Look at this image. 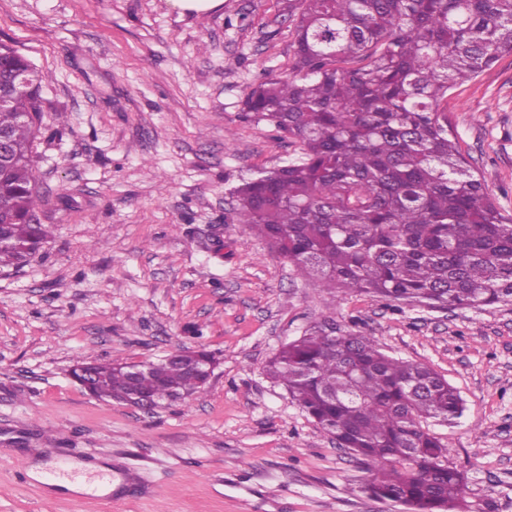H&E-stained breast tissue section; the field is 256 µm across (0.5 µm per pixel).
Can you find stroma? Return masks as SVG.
Wrapping results in <instances>:
<instances>
[{
	"instance_id": "obj_1",
	"label": "stroma",
	"mask_w": 512,
	"mask_h": 512,
	"mask_svg": "<svg viewBox=\"0 0 512 512\" xmlns=\"http://www.w3.org/2000/svg\"><path fill=\"white\" fill-rule=\"evenodd\" d=\"M288 0H0V43L42 77L45 247L0 270V512H408L362 493L361 457L267 373L315 325L373 336L459 392L430 423L465 475L463 512H512V304L430 309L334 295L236 220L231 195L300 149L243 102L288 67ZM448 122L512 216V54L448 93ZM216 359L205 390L145 412L96 399L77 359ZM107 463L115 500L49 490Z\"/></svg>"
}]
</instances>
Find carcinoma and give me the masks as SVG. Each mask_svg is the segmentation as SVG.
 Returning a JSON list of instances; mask_svg holds the SVG:
<instances>
[{
  "mask_svg": "<svg viewBox=\"0 0 512 512\" xmlns=\"http://www.w3.org/2000/svg\"><path fill=\"white\" fill-rule=\"evenodd\" d=\"M288 70L254 83L245 111L296 140L301 156L238 187V222L330 292L404 304L512 302V216L468 167L448 125V92L512 54V0H288ZM30 81L0 106L10 152L0 164V267L47 243L33 142L41 81L0 44V85ZM27 115L29 120L20 121ZM183 349L161 361L71 366L103 401L162 405L205 389ZM297 405L363 458L370 496L411 512H455L465 476L428 421L461 397L428 366L384 353L372 336L307 330L268 365Z\"/></svg>",
  "mask_w": 512,
  "mask_h": 512,
  "instance_id": "obj_1",
  "label": "carcinoma"
}]
</instances>
